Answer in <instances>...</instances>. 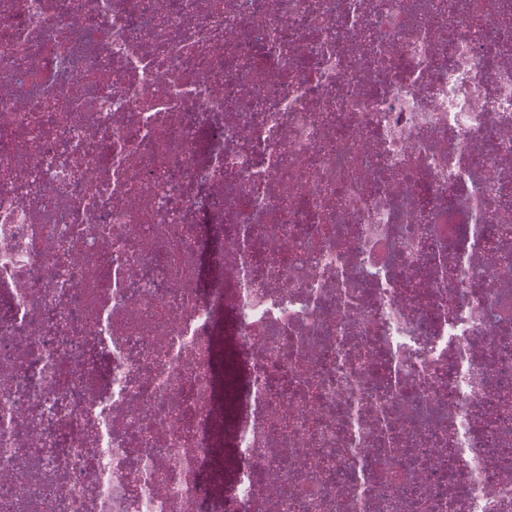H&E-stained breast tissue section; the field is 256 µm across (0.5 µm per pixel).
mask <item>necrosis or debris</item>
<instances>
[{
    "instance_id": "1",
    "label": "necrosis or debris",
    "mask_w": 512,
    "mask_h": 512,
    "mask_svg": "<svg viewBox=\"0 0 512 512\" xmlns=\"http://www.w3.org/2000/svg\"><path fill=\"white\" fill-rule=\"evenodd\" d=\"M0 512H512V0H0Z\"/></svg>"
}]
</instances>
